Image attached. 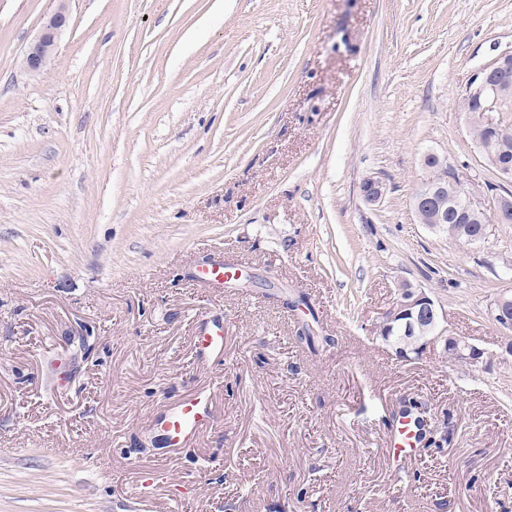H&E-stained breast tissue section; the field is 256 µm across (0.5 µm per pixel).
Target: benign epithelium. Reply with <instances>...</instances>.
Segmentation results:
<instances>
[{
    "label": "benign epithelium",
    "mask_w": 512,
    "mask_h": 512,
    "mask_svg": "<svg viewBox=\"0 0 512 512\" xmlns=\"http://www.w3.org/2000/svg\"><path fill=\"white\" fill-rule=\"evenodd\" d=\"M56 7L45 20L40 34L25 51L21 60L24 70L37 74L54 58L58 40L69 23L70 0H54ZM512 68V53H504L481 66L469 78L462 97L475 99L480 112L503 111L504 99L501 76ZM479 162L496 174L498 182L483 185L465 181L456 166L448 157L439 158L435 169L426 177L422 188L412 196V209L420 224H439L448 216V197L442 192L444 178H450L455 184L463 205L486 218L499 223L512 214V173L493 164L492 157L477 151ZM400 298L385 316V322L400 321L406 325H418L424 335L429 337L428 344L448 342L447 329L441 327L443 313L434 299L424 290L403 282ZM488 318L505 332L512 331V307L506 305L505 297L496 298L488 309ZM457 344L456 360L477 364L483 357L481 349L475 345L455 338Z\"/></svg>",
    "instance_id": "7a95c632"
}]
</instances>
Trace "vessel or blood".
<instances>
[{"mask_svg":"<svg viewBox=\"0 0 512 512\" xmlns=\"http://www.w3.org/2000/svg\"><path fill=\"white\" fill-rule=\"evenodd\" d=\"M226 268L222 259H213L196 268L195 280L212 287L224 285ZM195 358L216 366L224 363V325L222 322L200 319L195 342ZM217 411L207 392L196 391L168 402L153 419V428L165 437L170 452L189 449L192 441L214 424Z\"/></svg>","mask_w":512,"mask_h":512,"instance_id":"1","label":"vessel or blood"}]
</instances>
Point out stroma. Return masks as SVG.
I'll return each mask as SVG.
<instances>
[{"label":"stroma","mask_w":512,"mask_h":512,"mask_svg":"<svg viewBox=\"0 0 512 512\" xmlns=\"http://www.w3.org/2000/svg\"><path fill=\"white\" fill-rule=\"evenodd\" d=\"M54 8L0 0V512H512V343L487 316L512 224L467 245L411 207L427 155L490 177L458 101L512 51V0H71L29 74ZM212 257L264 287L197 282ZM401 281L480 363L397 357ZM205 313L220 367L194 357ZM201 388L217 420L170 453L151 419ZM407 396L445 442L402 481ZM56 7L45 20L40 34L25 51L21 60L24 70L40 73L54 58L58 40L69 23L70 0H54Z\"/></svg>","instance_id":"obj_1"}]
</instances>
